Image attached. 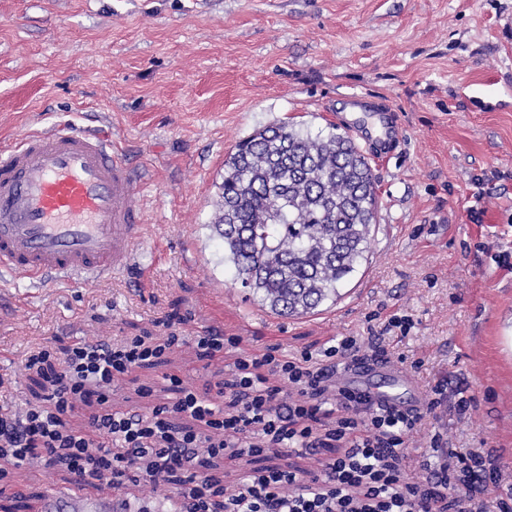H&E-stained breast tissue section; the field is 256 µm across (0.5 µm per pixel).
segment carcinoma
<instances>
[{
    "instance_id": "obj_1",
    "label": "carcinoma",
    "mask_w": 512,
    "mask_h": 512,
    "mask_svg": "<svg viewBox=\"0 0 512 512\" xmlns=\"http://www.w3.org/2000/svg\"><path fill=\"white\" fill-rule=\"evenodd\" d=\"M377 208L372 169L349 137L281 122L240 140L224 161L210 228L258 303L302 316L336 301L358 273Z\"/></svg>"
}]
</instances>
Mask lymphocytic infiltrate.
<instances>
[{"instance_id":"lymphocytic-infiltrate-1","label":"lymphocytic infiltrate","mask_w":512,"mask_h":512,"mask_svg":"<svg viewBox=\"0 0 512 512\" xmlns=\"http://www.w3.org/2000/svg\"><path fill=\"white\" fill-rule=\"evenodd\" d=\"M192 342L199 360L238 348L239 337L205 333L79 342L26 358L46 383L40 404L16 416L0 411V463L37 458L66 466L80 481L108 480L124 492L149 482L172 486L170 512H512V475L478 448L450 446L432 427L412 456L408 441L445 403L465 416L471 398L449 399L444 384L424 406L373 399L339 383L358 363L356 338L322 357L310 350L238 357L230 380L195 387L166 376L169 397L147 412L113 410L112 385L135 368L163 363ZM288 402H281V394ZM90 407L84 428L70 418ZM288 452L316 454L306 471L265 469L228 484L217 459Z\"/></svg>"}]
</instances>
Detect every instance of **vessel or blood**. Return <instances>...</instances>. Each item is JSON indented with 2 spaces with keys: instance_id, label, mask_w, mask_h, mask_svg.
I'll list each match as a JSON object with an SVG mask.
<instances>
[{
  "instance_id": "obj_1",
  "label": "vessel or blood",
  "mask_w": 512,
  "mask_h": 512,
  "mask_svg": "<svg viewBox=\"0 0 512 512\" xmlns=\"http://www.w3.org/2000/svg\"><path fill=\"white\" fill-rule=\"evenodd\" d=\"M401 130L383 115L373 158L386 157ZM138 180L124 154L102 130L59 126L30 132L0 151V269L40 282L55 278L72 284L103 279L138 262L144 240L142 213L135 201ZM348 370L342 383L375 399L391 402L393 387L408 383L406 373L385 366ZM44 512H118L112 498L83 499L71 487L47 494Z\"/></svg>"
}]
</instances>
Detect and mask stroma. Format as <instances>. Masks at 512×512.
Instances as JSON below:
<instances>
[{
	"label": "stroma",
	"instance_id": "stroma-1",
	"mask_svg": "<svg viewBox=\"0 0 512 512\" xmlns=\"http://www.w3.org/2000/svg\"><path fill=\"white\" fill-rule=\"evenodd\" d=\"M512 0H0V147L68 124L107 127L143 185L136 266L67 285L0 272V404L24 412L40 345L126 336L240 337L209 362L190 345L166 367L115 385L122 411L162 393L164 374L201 385L238 354L318 351L353 336L370 354L419 362L397 402L445 382L474 402L437 424L512 471ZM380 97L402 141L372 162L378 222L368 260L336 304L300 318L253 301L212 236L224 161L254 130L284 121L345 132L344 98ZM503 101L478 111L471 96ZM482 212L473 223L469 208ZM409 316L408 333L386 330ZM64 469H15L0 512H42Z\"/></svg>",
	"mask_w": 512,
	"mask_h": 512
}]
</instances>
